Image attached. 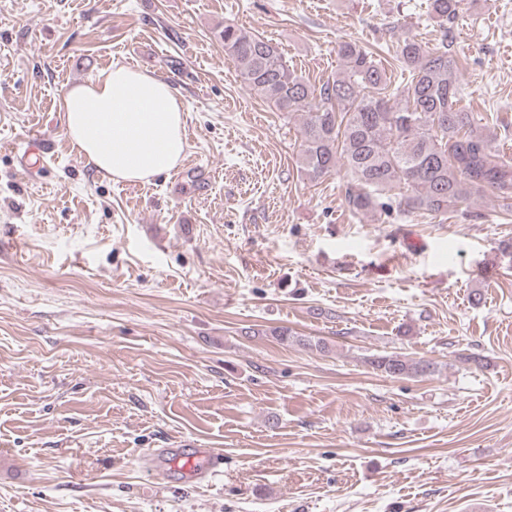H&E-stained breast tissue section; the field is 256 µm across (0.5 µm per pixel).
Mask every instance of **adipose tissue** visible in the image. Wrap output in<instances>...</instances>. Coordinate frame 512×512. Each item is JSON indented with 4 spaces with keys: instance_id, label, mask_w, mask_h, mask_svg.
<instances>
[{
    "instance_id": "obj_1",
    "label": "adipose tissue",
    "mask_w": 512,
    "mask_h": 512,
    "mask_svg": "<svg viewBox=\"0 0 512 512\" xmlns=\"http://www.w3.org/2000/svg\"><path fill=\"white\" fill-rule=\"evenodd\" d=\"M62 110L72 144L115 182H146L167 173L187 148L182 105L170 85L124 64L71 87Z\"/></svg>"
}]
</instances>
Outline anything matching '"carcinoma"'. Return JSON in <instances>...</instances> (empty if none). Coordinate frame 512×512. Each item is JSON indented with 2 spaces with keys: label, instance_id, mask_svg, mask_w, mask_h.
<instances>
[{
  "label": "carcinoma",
  "instance_id": "obj_1",
  "mask_svg": "<svg viewBox=\"0 0 512 512\" xmlns=\"http://www.w3.org/2000/svg\"><path fill=\"white\" fill-rule=\"evenodd\" d=\"M460 0H430L439 27L433 44L407 38L395 46V64L408 72L394 88L374 52L356 41L338 47L342 68L315 88L288 67L268 39L224 23L220 38L248 86L279 112L303 113L299 171L317 181L338 168L348 181L345 202L356 214L442 215L486 191L512 210V163L488 137L471 130V115L457 108L461 57L448 44V24ZM281 343L320 351L327 345L286 327L270 331ZM373 369L416 378L434 363L400 354L371 356Z\"/></svg>",
  "mask_w": 512,
  "mask_h": 512
}]
</instances>
